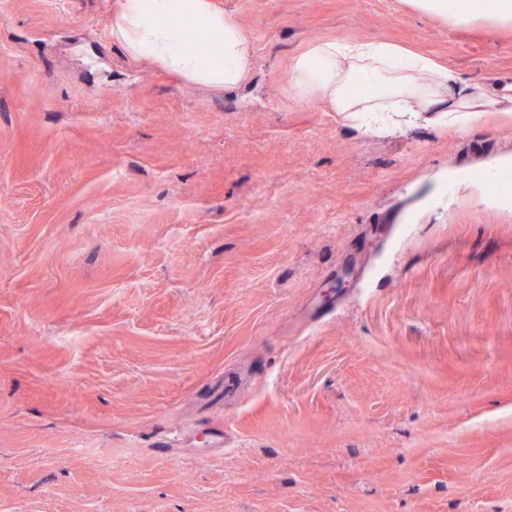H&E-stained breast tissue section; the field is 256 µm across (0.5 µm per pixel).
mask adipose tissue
I'll return each mask as SVG.
<instances>
[{
    "instance_id": "1",
    "label": "adipose tissue",
    "mask_w": 512,
    "mask_h": 512,
    "mask_svg": "<svg viewBox=\"0 0 512 512\" xmlns=\"http://www.w3.org/2000/svg\"><path fill=\"white\" fill-rule=\"evenodd\" d=\"M419 13L451 26L484 16L486 0H408ZM189 21L207 50L187 45L174 29ZM112 38L131 58H147L185 82L232 90L250 77L255 56L247 33L211 0H120ZM288 88L298 102L319 101L333 112H512V84L489 95L433 57L383 40L310 43L290 61Z\"/></svg>"
}]
</instances>
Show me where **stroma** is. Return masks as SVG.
<instances>
[{
  "mask_svg": "<svg viewBox=\"0 0 512 512\" xmlns=\"http://www.w3.org/2000/svg\"><path fill=\"white\" fill-rule=\"evenodd\" d=\"M184 82L118 0H0V512H512V115L289 94L323 39L495 91L512 29L407 0H213ZM188 20L209 49L187 45L171 26ZM112 39L133 59L147 58L185 82L215 91L244 84L255 56L247 33L211 0H121Z\"/></svg>",
  "mask_w": 512,
  "mask_h": 512,
  "instance_id": "stroma-1",
  "label": "stroma"
}]
</instances>
